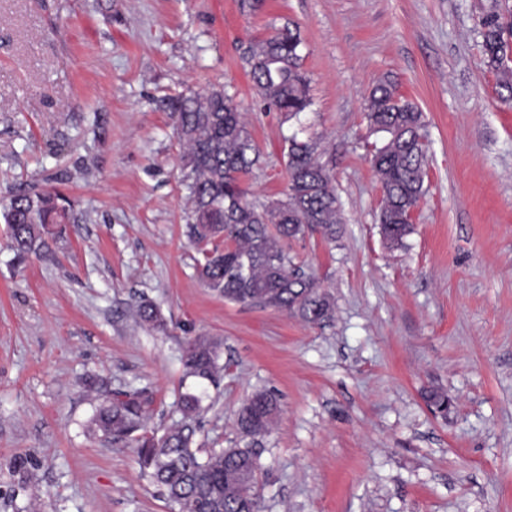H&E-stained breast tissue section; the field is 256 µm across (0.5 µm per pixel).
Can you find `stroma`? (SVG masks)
I'll return each instance as SVG.
<instances>
[{"label": "stroma", "instance_id": "1", "mask_svg": "<svg viewBox=\"0 0 512 512\" xmlns=\"http://www.w3.org/2000/svg\"><path fill=\"white\" fill-rule=\"evenodd\" d=\"M503 3L0 0V200L45 180L77 216L48 257L22 261L0 222V512H170L134 448L86 434L90 393L145 389L150 427L181 423L198 335L221 341L224 372L192 421L196 447L238 443L252 392L278 400L258 448L263 512H512V100L494 92L479 25ZM287 22L313 101L301 122L324 136L343 206L335 244L287 245L335 300L321 325L197 279L164 105L235 93L263 155L244 185L281 197L293 127L260 111L244 52ZM382 80L423 112L429 140L427 192L394 250L365 119ZM144 301L166 331L136 321Z\"/></svg>", "mask_w": 512, "mask_h": 512}]
</instances>
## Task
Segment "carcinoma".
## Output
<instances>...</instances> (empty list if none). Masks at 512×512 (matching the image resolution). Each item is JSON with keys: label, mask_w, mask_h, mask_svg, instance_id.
Listing matches in <instances>:
<instances>
[{"label": "carcinoma", "mask_w": 512, "mask_h": 512, "mask_svg": "<svg viewBox=\"0 0 512 512\" xmlns=\"http://www.w3.org/2000/svg\"><path fill=\"white\" fill-rule=\"evenodd\" d=\"M480 25L483 53L498 74L495 92L511 100L512 7L487 13ZM303 48L298 27L288 23L272 28L246 51L255 96L285 122L299 119L312 104ZM166 105L178 116L187 236L204 257L198 266L200 280L231 302L274 308L312 325L328 321L332 296L315 276L296 267L283 247V242L313 232L336 241L341 203L330 161L323 159L322 136L301 137L295 131L284 137L288 188L280 199L253 201L243 180L260 165L262 153L234 96L213 86L173 96ZM366 119L370 133L385 135L370 150L382 190L380 234L387 247L401 248L412 232L411 212L426 193L423 112L392 84L381 82L370 93ZM0 218L8 224L10 246L20 259L48 252L49 242L76 220L64 195L35 183L13 192L0 206ZM137 315L151 329L166 330L167 322L155 305L140 304ZM219 359L217 340L195 336L184 351V375L214 383L223 371ZM95 401L88 433L134 445L141 467L177 512H260L255 447L270 431L277 411L274 395L254 392L237 414V446L208 452L193 447L194 429L188 424L202 409L203 396L196 392L180 396L186 422L160 435L148 426L150 393L116 392ZM426 401L436 413L448 409V395L439 390L429 391Z\"/></svg>", "instance_id": "cac0c4a2"}]
</instances>
